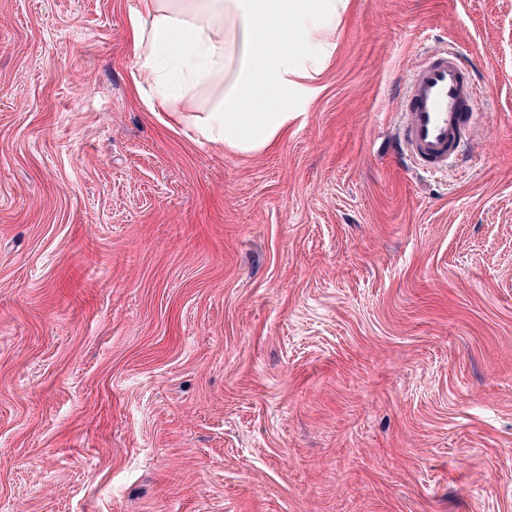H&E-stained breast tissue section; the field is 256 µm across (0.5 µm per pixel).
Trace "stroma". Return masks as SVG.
I'll list each match as a JSON object with an SVG mask.
<instances>
[{
    "instance_id": "35a3bbf8",
    "label": "stroma",
    "mask_w": 512,
    "mask_h": 512,
    "mask_svg": "<svg viewBox=\"0 0 512 512\" xmlns=\"http://www.w3.org/2000/svg\"><path fill=\"white\" fill-rule=\"evenodd\" d=\"M136 2L0 0V512H512V0H349L250 154L149 112ZM454 48L417 53L409 63L408 107L400 152L432 175L448 169L476 116L477 89Z\"/></svg>"
}]
</instances>
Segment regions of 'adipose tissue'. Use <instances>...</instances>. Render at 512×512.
<instances>
[{
	"label": "adipose tissue",
	"instance_id": "1",
	"mask_svg": "<svg viewBox=\"0 0 512 512\" xmlns=\"http://www.w3.org/2000/svg\"><path fill=\"white\" fill-rule=\"evenodd\" d=\"M348 0H137L129 15L137 89L199 138L239 153L270 148L288 129L284 104L310 47Z\"/></svg>",
	"mask_w": 512,
	"mask_h": 512
}]
</instances>
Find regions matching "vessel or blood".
Segmentation results:
<instances>
[{
	"instance_id": "vessel-or-blood-1",
	"label": "vessel or blood",
	"mask_w": 512,
	"mask_h": 512,
	"mask_svg": "<svg viewBox=\"0 0 512 512\" xmlns=\"http://www.w3.org/2000/svg\"><path fill=\"white\" fill-rule=\"evenodd\" d=\"M400 152L430 174L447 170L476 116L477 89L456 49L422 51L409 63Z\"/></svg>"
}]
</instances>
